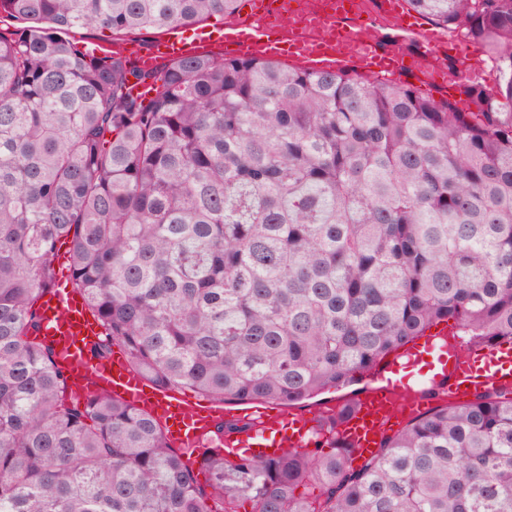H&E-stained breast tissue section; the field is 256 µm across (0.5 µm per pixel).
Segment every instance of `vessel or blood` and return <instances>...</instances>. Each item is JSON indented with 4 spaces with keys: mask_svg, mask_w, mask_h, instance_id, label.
Instances as JSON below:
<instances>
[{
    "mask_svg": "<svg viewBox=\"0 0 512 512\" xmlns=\"http://www.w3.org/2000/svg\"><path fill=\"white\" fill-rule=\"evenodd\" d=\"M248 6L251 24L221 29L198 27L189 35L173 28L164 41L148 52L134 54L132 61L135 66L150 70L159 60L192 56L212 46L248 57H284L322 70L369 67L375 75L396 76L405 68L401 53H381L374 41L363 39L360 25L348 13L314 20L317 27L337 29L346 41L345 46L338 47L287 29L279 40H272V0H248ZM400 37L418 42L429 55L440 45L439 33L431 29L423 31L407 26L401 28ZM477 72V63L465 56L453 71L440 69L436 75L453 85L470 81ZM41 315L39 336L53 348L74 396L81 400L91 393H106L146 411L163 425L173 447L248 445L278 451L304 447L315 430L314 423L305 417H297L285 427L276 417L262 412L251 429L219 436L216 427L224 420L223 404L211 402L202 407L177 391L158 388L133 371L125 355L97 358L90 354L89 349L97 342L102 328L75 290L54 286L41 300ZM438 384L445 386L449 399L455 402L473 400L491 389L511 390L512 344L500 343L464 352L451 345L449 336L440 331L414 341L393 356L384 357L367 376L366 389L357 397L352 411L338 424V438L350 447L354 459L370 457L392 427L421 414L420 400L414 397V390Z\"/></svg>",
    "mask_w": 512,
    "mask_h": 512,
    "instance_id": "obj_1",
    "label": "vessel or blood"
}]
</instances>
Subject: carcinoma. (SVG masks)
Masks as SVG:
<instances>
[{"mask_svg":"<svg viewBox=\"0 0 512 512\" xmlns=\"http://www.w3.org/2000/svg\"><path fill=\"white\" fill-rule=\"evenodd\" d=\"M407 3L494 60V91L460 89L476 111L255 58L141 71L62 37L241 0H0L30 22L0 32V512H512V391L432 407L357 465L350 401L302 449L203 448L205 492L147 413L66 404L34 336L66 244L93 353L223 404L300 405L440 323L512 343V0Z\"/></svg>","mask_w":512,"mask_h":512,"instance_id":"carcinoma-1","label":"carcinoma"}]
</instances>
